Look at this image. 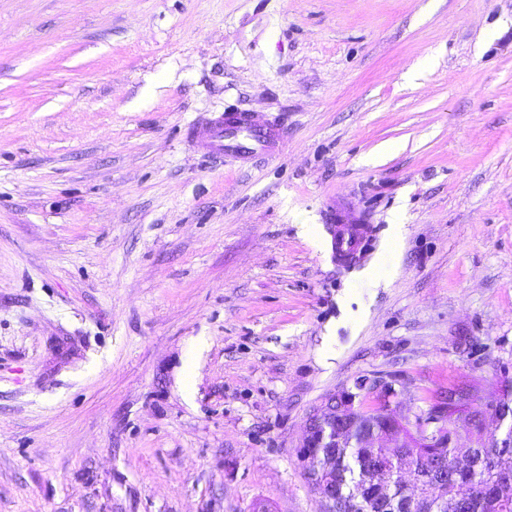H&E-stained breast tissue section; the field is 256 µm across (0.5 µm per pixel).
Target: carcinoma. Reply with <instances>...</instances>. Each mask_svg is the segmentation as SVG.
Instances as JSON below:
<instances>
[{"label":"carcinoma","mask_w":512,"mask_h":512,"mask_svg":"<svg viewBox=\"0 0 512 512\" xmlns=\"http://www.w3.org/2000/svg\"><path fill=\"white\" fill-rule=\"evenodd\" d=\"M497 385L500 394L492 408L476 405L474 415L482 416V421L473 427L464 422L445 425L440 403L431 396L424 399L426 407L414 418L398 415L418 429L424 422L435 424L432 434L441 440H458L461 428L470 446L435 448L412 438L409 447L397 449L386 461L389 475L380 480L375 473L384 449L372 444L388 422L387 404L369 395L350 406L336 398V415L350 417L354 426L341 434L336 447L311 449L313 455L329 456L334 462L335 512H360L365 506L370 512H392V507L416 493L403 484L409 474L438 485V494L419 505L424 512H512V376L501 373ZM450 451L464 457L466 464L445 474L432 472L434 460Z\"/></svg>","instance_id":"cac0c4a2"}]
</instances>
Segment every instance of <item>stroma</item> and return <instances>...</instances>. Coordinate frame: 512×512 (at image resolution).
<instances>
[{
  "label": "stroma",
  "mask_w": 512,
  "mask_h": 512,
  "mask_svg": "<svg viewBox=\"0 0 512 512\" xmlns=\"http://www.w3.org/2000/svg\"><path fill=\"white\" fill-rule=\"evenodd\" d=\"M502 368L512 0H0V512H320L328 392ZM285 129L275 121H260L251 112H221L190 125L187 139L205 150L215 162L224 158L247 163L277 154L285 139ZM329 234L331 258L336 263L348 262L367 245V241L359 234L357 226L354 224H336Z\"/></svg>",
  "instance_id": "35a3bbf8"
}]
</instances>
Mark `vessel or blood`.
Listing matches in <instances>:
<instances>
[{
  "mask_svg": "<svg viewBox=\"0 0 512 512\" xmlns=\"http://www.w3.org/2000/svg\"><path fill=\"white\" fill-rule=\"evenodd\" d=\"M189 141L216 162L232 159L246 163L277 154L285 139V130L273 121L258 120L249 112H221L194 123L187 129ZM331 258L345 263L366 245L356 225L344 223L330 231Z\"/></svg>",
  "mask_w": 512,
  "mask_h": 512,
  "instance_id": "b4317fda",
  "label": "vessel or blood"
}]
</instances>
